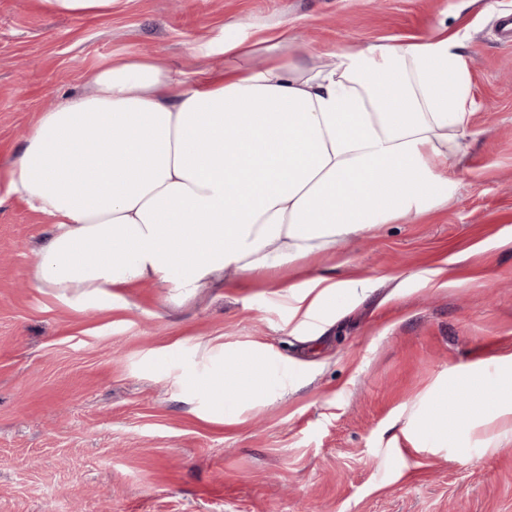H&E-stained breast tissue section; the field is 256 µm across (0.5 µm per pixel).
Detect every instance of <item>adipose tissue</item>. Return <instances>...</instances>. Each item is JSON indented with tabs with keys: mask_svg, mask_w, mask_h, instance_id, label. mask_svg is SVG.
Listing matches in <instances>:
<instances>
[{
	"mask_svg": "<svg viewBox=\"0 0 512 512\" xmlns=\"http://www.w3.org/2000/svg\"><path fill=\"white\" fill-rule=\"evenodd\" d=\"M288 42L229 32L223 70L191 81L115 55L86 92L41 112L1 175L53 226L35 288L81 311L111 310L145 281L188 299L446 204L471 104L458 33L339 49L329 67L290 56ZM340 287L323 275L291 285L293 320L305 325ZM267 368L247 351L198 390L216 407L228 385L249 400Z\"/></svg>",
	"mask_w": 512,
	"mask_h": 512,
	"instance_id": "adipose-tissue-1",
	"label": "adipose tissue"
}]
</instances>
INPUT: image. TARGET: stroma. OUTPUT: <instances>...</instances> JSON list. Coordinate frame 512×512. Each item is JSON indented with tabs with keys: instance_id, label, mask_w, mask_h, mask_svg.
Instances as JSON below:
<instances>
[{
	"instance_id": "35a3bbf8",
	"label": "stroma",
	"mask_w": 512,
	"mask_h": 512,
	"mask_svg": "<svg viewBox=\"0 0 512 512\" xmlns=\"http://www.w3.org/2000/svg\"><path fill=\"white\" fill-rule=\"evenodd\" d=\"M512 0H114L83 16L0 0V170L37 114L115 55L193 78L228 23L288 25L290 54L448 28L471 79L470 147L447 204L376 224L243 288L172 301L143 284L108 312L34 288L52 226L0 183V512H512V426L481 389L512 377ZM213 45L211 54L198 52ZM349 280L305 326L288 287ZM223 344L222 358L212 348ZM260 347L255 400L209 411L196 379ZM472 403L467 426L447 407Z\"/></svg>"
}]
</instances>
